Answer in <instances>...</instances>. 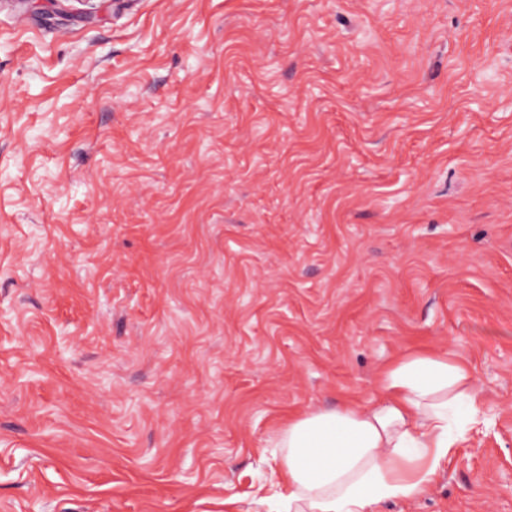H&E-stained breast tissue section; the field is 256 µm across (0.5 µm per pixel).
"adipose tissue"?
I'll list each match as a JSON object with an SVG mask.
<instances>
[{"label": "adipose tissue", "mask_w": 512, "mask_h": 512, "mask_svg": "<svg viewBox=\"0 0 512 512\" xmlns=\"http://www.w3.org/2000/svg\"><path fill=\"white\" fill-rule=\"evenodd\" d=\"M379 399L317 407L273 441L277 512H377L424 494L454 446L485 422L470 364L410 352L384 368Z\"/></svg>", "instance_id": "adipose-tissue-1"}]
</instances>
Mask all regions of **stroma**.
<instances>
[{"instance_id": "35a3bbf8", "label": "stroma", "mask_w": 512, "mask_h": 512, "mask_svg": "<svg viewBox=\"0 0 512 512\" xmlns=\"http://www.w3.org/2000/svg\"><path fill=\"white\" fill-rule=\"evenodd\" d=\"M0 0V512H267L409 352L486 422L379 512H512V0Z\"/></svg>"}]
</instances>
